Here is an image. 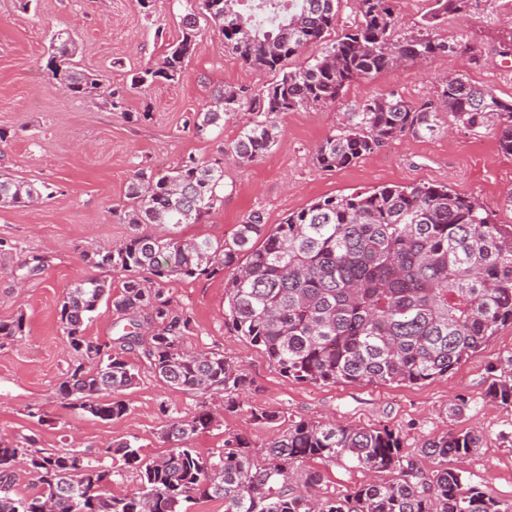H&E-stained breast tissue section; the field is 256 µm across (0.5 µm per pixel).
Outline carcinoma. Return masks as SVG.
<instances>
[{
	"mask_svg": "<svg viewBox=\"0 0 512 512\" xmlns=\"http://www.w3.org/2000/svg\"><path fill=\"white\" fill-rule=\"evenodd\" d=\"M290 2L266 26L256 22L252 0H186L181 36L127 87L105 86L77 68L76 39L60 29L50 38L48 77L76 97L123 112L128 91L179 81L203 18L244 64L278 73L252 94L216 90L207 110L193 118L192 132L205 137L225 118L247 115L223 153L248 165L275 145L287 112L334 105L350 84L403 62L462 51L479 61L470 46L434 33L448 15L465 14L479 0H432L410 34L398 32L395 0H354L353 22L333 40L327 35L335 29L340 0ZM310 45L320 51L298 68L287 67ZM444 113L458 128L493 130L501 153L512 156V101L456 73L441 78L434 100L418 104L390 93L356 105L319 145L313 162L335 170L390 141L434 136L442 131ZM222 189L224 162L218 159L190 156L162 176L134 171L121 210L130 237L115 250L87 255L93 266L124 274L123 291L112 297L107 279L89 277L67 289L60 302V326L76 353L58 387L67 405L103 421L124 415L127 405L119 395L138 380L127 359L132 353L170 388L219 399L228 411L242 407L239 395L249 384L244 366L222 351L185 349L191 320L178 312L166 288L174 279L230 271L224 282L228 321L262 347L281 373L311 385H400L443 377L512 325V225L495 223L473 195L434 184L381 186L318 199L271 231L260 214L251 213L230 238L188 241L172 232H140L145 224L198 223L224 202ZM47 190L0 173V207L26 206ZM108 298L126 324L113 343L102 345L84 336L83 325ZM23 328L22 316L0 322V340ZM485 397L512 406V376H493ZM160 411L166 418L161 437L171 444L165 456L145 460L129 440L101 449L139 470V491L125 497L106 493L111 470L76 451L44 452L30 440L0 437V512H188L199 493L224 500V512H508L465 471L448 466L482 448L474 429L430 436L416 457L402 451L400 435L388 428L293 421L267 444L259 463L251 443L239 436L224 439L212 458L193 448L194 438L215 422L210 411L191 418L174 415L165 404ZM421 456L437 461V468L424 469ZM342 458L389 478L323 497L313 493L321 474L307 471L306 492L288 489L298 479L294 463ZM22 464L38 487L28 497L13 491Z\"/></svg>",
	"mask_w": 512,
	"mask_h": 512,
	"instance_id": "obj_1",
	"label": "carcinoma"
}]
</instances>
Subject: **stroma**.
Here are the masks:
<instances>
[{"instance_id": "obj_1", "label": "stroma", "mask_w": 512, "mask_h": 512, "mask_svg": "<svg viewBox=\"0 0 512 512\" xmlns=\"http://www.w3.org/2000/svg\"><path fill=\"white\" fill-rule=\"evenodd\" d=\"M184 0H156L145 17L137 0H36L20 9L17 0H0V170L45 182L52 196L33 206L0 208V322L24 317L21 336L0 342V435L31 439L34 447L57 452L85 451L93 464L113 468L102 448L134 441L143 457L165 455L159 437L161 405L192 417L204 407L193 393L161 384L139 365L136 385L123 392L125 415L103 421L66 407L59 383L76 359L58 323L59 303L73 283L97 275L86 255L126 242L130 228L119 208L133 172L148 167L163 175L187 157L224 160V202L198 224H184L181 238L231 236L253 212L276 226L317 199L369 191L384 185H445L477 197L495 223L512 225V157L504 156L487 129L463 130L446 122L435 137L392 141L366 159L325 171L312 161L318 145L338 132L345 112L376 94L395 93L422 103L433 98L440 77L464 74L472 84L493 87L512 100V58L494 49L512 34V10L498 0H480L464 15L438 26V37L473 47L469 54L408 63L371 80L351 84L336 105L287 113L279 121L276 145L257 163L238 164L221 157L243 125L224 124L223 132L200 138L189 128L205 111L215 88L255 91L274 74L254 70L225 52L224 42L203 27L196 49L175 84L137 89L127 98L131 112L149 111L132 123L89 99L71 95L48 77L50 31L65 29L78 41L76 62L103 84L130 83L134 73L161 57L181 33ZM38 256L43 269L24 281L12 271L25 257ZM170 294L190 317L186 350L223 351L244 364L249 383L240 398L278 414L273 423L254 421L248 411H218L216 422L193 446L201 455L217 452L225 438L239 435L261 447L279 437L291 421H333L398 432L405 453L418 454L422 441L446 428L476 429L484 436L475 456L458 460L474 482L503 505H512V407L485 397L492 376L512 373V326L502 327L477 353L448 376L417 385L342 384L314 386L285 377L263 349L247 342L224 316V277L175 280ZM466 401L463 414L449 418L450 406ZM321 473L326 495L343 494L367 481L370 472L345 462H308Z\"/></svg>"}]
</instances>
